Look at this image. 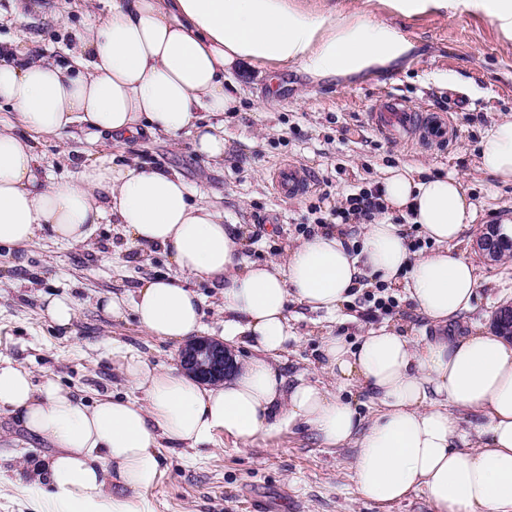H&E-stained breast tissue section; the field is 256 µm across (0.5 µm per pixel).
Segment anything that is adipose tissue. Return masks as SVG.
<instances>
[{"label": "adipose tissue", "instance_id": "ef3b65f1", "mask_svg": "<svg viewBox=\"0 0 512 512\" xmlns=\"http://www.w3.org/2000/svg\"><path fill=\"white\" fill-rule=\"evenodd\" d=\"M392 6L406 16L465 10L512 38V0ZM77 39L81 52L67 64L0 47V109L26 130L0 128V246L26 245L42 229L80 245L115 217L133 245L163 249L177 274L143 280L130 298L104 295L107 314L133 313L148 335L182 342L201 330L202 299L188 282L206 281L223 296L225 345L246 343L254 354L216 386L132 356L124 372L143 399L104 393L90 404L0 359V411L18 413L28 432L54 447L30 458L14 483L33 492L34 512H154L147 494L163 474L161 442L198 449L221 433L247 443L293 425L328 446L357 442L354 480L372 502L390 504L422 488L436 512H512V346L497 333L414 342L383 327L354 347L326 339L324 370L340 389L366 391L377 408L369 423L339 392L288 379L275 366L293 337L292 301L333 313L378 282L404 286L417 313L439 326L473 309L476 269L454 248L475 210L457 177L405 166L379 182L388 213L419 225L437 245L431 253L413 254L401 225L384 217L364 225L358 252L339 231L325 230L284 263H257L246 259L237 226L194 198L175 171L82 161L57 182L30 141L63 138L76 125L119 141L186 133L199 154L219 162L224 138L201 115L236 111L224 80L239 64L288 63L319 81L388 66L413 42L387 24L317 14L290 0H112ZM480 167L512 181V119L489 129ZM451 405L481 415L483 447H455L460 422Z\"/></svg>", "mask_w": 512, "mask_h": 512}]
</instances>
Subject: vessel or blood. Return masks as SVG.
<instances>
[{"mask_svg": "<svg viewBox=\"0 0 512 512\" xmlns=\"http://www.w3.org/2000/svg\"><path fill=\"white\" fill-rule=\"evenodd\" d=\"M373 129L383 138L397 140L412 132L427 141L443 143L452 138V124L439 113L421 112L397 94L385 93L369 114ZM277 192L284 197L301 195L307 190L309 179L304 169L293 162L280 166L274 173Z\"/></svg>", "mask_w": 512, "mask_h": 512, "instance_id": "obj_1", "label": "vessel or blood"}]
</instances>
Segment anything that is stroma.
Wrapping results in <instances>:
<instances>
[{"instance_id":"1","label":"stroma","mask_w":512,"mask_h":512,"mask_svg":"<svg viewBox=\"0 0 512 512\" xmlns=\"http://www.w3.org/2000/svg\"><path fill=\"white\" fill-rule=\"evenodd\" d=\"M309 10L341 15L363 11L398 29L416 45L403 60L385 68L335 80L313 81L289 65L231 75L239 108L224 115V163L215 167L193 149L191 136L176 142L149 138L115 142L111 134L74 129L63 140H46L39 151L54 176L61 149L97 160L112 155L139 159L177 171L192 193L219 201L224 219L242 225L246 256L256 262L284 261L303 239L301 225L314 222L310 207L330 217L346 194L371 187L392 167H420L455 174L475 208L465 233L466 255L476 267L478 300L455 330H491L498 307L512 301V259L494 261L474 240L487 224H512V182L503 183L479 167L492 123L512 118V40L492 20L469 13H427L405 17L388 0H294ZM90 18L82 0H0V36L19 50L66 58L77 47L75 34ZM399 94L416 109L447 107L457 129L451 146L393 142L371 127L368 114L380 96ZM300 164L311 177L307 191L290 199L272 186L281 163ZM169 272L165 253L131 246L122 225H97L90 242L71 246L42 235L23 247L0 248V359L21 365L36 380L60 382L77 397L129 394L124 356L178 365L180 349L150 336L133 316L115 320L99 307L100 295L131 294L141 279ZM67 294L76 304L70 332L55 328L43 311L47 296ZM398 306L369 313L359 292L336 315L294 303L289 314L295 338L278 362L289 378L329 383L322 369L323 340L361 342L368 329L384 323L403 327L413 338L441 335L414 309L405 291H390ZM44 449L24 435L15 415L0 412V474L23 478L27 458ZM356 443L322 445L301 428L272 438L241 443L217 435L201 453L174 444L162 446L164 473L148 497L156 512H434L424 490L379 505L365 499L353 480Z\"/></svg>"}]
</instances>
